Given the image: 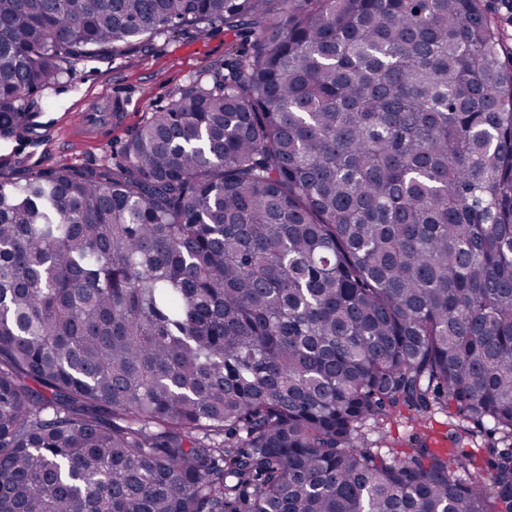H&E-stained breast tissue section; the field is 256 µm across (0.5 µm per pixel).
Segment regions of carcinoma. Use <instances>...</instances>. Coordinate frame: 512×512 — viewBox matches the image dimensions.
Listing matches in <instances>:
<instances>
[{
    "label": "carcinoma",
    "mask_w": 512,
    "mask_h": 512,
    "mask_svg": "<svg viewBox=\"0 0 512 512\" xmlns=\"http://www.w3.org/2000/svg\"><path fill=\"white\" fill-rule=\"evenodd\" d=\"M224 60L0 172V512H512V48L480 0H0V139L146 34ZM437 409L490 458L361 441Z\"/></svg>",
    "instance_id": "cac0c4a2"
}]
</instances>
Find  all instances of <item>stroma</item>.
<instances>
[{"instance_id": "obj_1", "label": "stroma", "mask_w": 512, "mask_h": 512, "mask_svg": "<svg viewBox=\"0 0 512 512\" xmlns=\"http://www.w3.org/2000/svg\"><path fill=\"white\" fill-rule=\"evenodd\" d=\"M231 42V36L220 26L208 29L203 36L187 29L149 38L119 59L85 63L76 74L38 96L34 134L23 143L0 145V170L19 174L35 167L97 160L110 151L113 143L128 138L148 113L165 107L179 88L223 63ZM108 88L122 96L125 105L120 116L113 119L107 138L72 139V130L82 123L88 103ZM451 431L446 411H435L422 428L405 410L384 429H376L370 423L363 425L361 435L372 447L381 449L392 445L406 451L415 446L419 436L425 435L431 447L455 445L477 457L488 456L492 441L487 436L477 434L455 444L450 438Z\"/></svg>"}]
</instances>
